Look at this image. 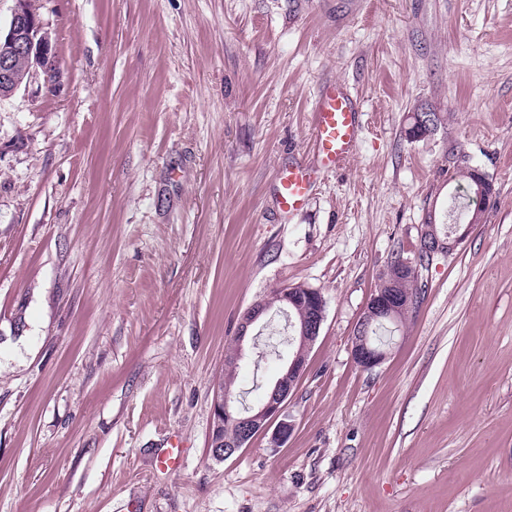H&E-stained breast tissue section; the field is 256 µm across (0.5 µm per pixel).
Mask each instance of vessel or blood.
Returning <instances> with one entry per match:
<instances>
[{
    "label": "vessel or blood",
    "mask_w": 512,
    "mask_h": 512,
    "mask_svg": "<svg viewBox=\"0 0 512 512\" xmlns=\"http://www.w3.org/2000/svg\"><path fill=\"white\" fill-rule=\"evenodd\" d=\"M361 128V109L352 94L338 83L324 85L314 105L311 129L317 165L292 163L277 170L274 195L282 218L303 208L320 172L344 166L357 148Z\"/></svg>",
    "instance_id": "b4317fda"
}]
</instances>
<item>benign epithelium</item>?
<instances>
[{
    "label": "benign epithelium",
    "instance_id": "benign-epithelium-1",
    "mask_svg": "<svg viewBox=\"0 0 512 512\" xmlns=\"http://www.w3.org/2000/svg\"><path fill=\"white\" fill-rule=\"evenodd\" d=\"M57 71L50 39L43 31L37 12L31 9L30 0H15L9 24L0 27V94L12 95L22 87L38 82L50 91L56 85ZM467 232L441 240L427 228L421 234L420 245L430 255L453 251ZM280 302L296 305L305 300L310 306L307 318L299 323V334L293 337L296 349L288 357L280 375L269 386L263 398L254 406L239 407L234 396L237 362L241 351L224 357V374L213 395V417L208 437L212 456L222 460L267 432H272V442L280 446L288 439L292 424L284 418L288 399L299 386L306 371L309 351L318 339L325 319L326 301L317 288L299 291L294 287L274 290ZM425 296L422 292L404 295L396 288L374 293L358 321L351 341V353L357 365L371 370L388 356L389 347H374L369 343L365 330L376 320L394 321L401 315L416 313ZM270 307L265 300L254 302L242 315L237 327V344H243L249 330L266 317Z\"/></svg>",
    "mask_w": 512,
    "mask_h": 512
}]
</instances>
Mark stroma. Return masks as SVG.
I'll return each mask as SVG.
<instances>
[{
  "mask_svg": "<svg viewBox=\"0 0 512 512\" xmlns=\"http://www.w3.org/2000/svg\"><path fill=\"white\" fill-rule=\"evenodd\" d=\"M53 90L0 98V512H512V0H34ZM339 81L363 129L281 226ZM439 113L406 135L413 113ZM486 221L366 370L354 328L462 170ZM326 300L292 431L215 460L214 384L273 289ZM294 346L269 313L234 393ZM177 470L156 468L170 444Z\"/></svg>",
  "mask_w": 512,
  "mask_h": 512,
  "instance_id": "1",
  "label": "stroma"
}]
</instances>
